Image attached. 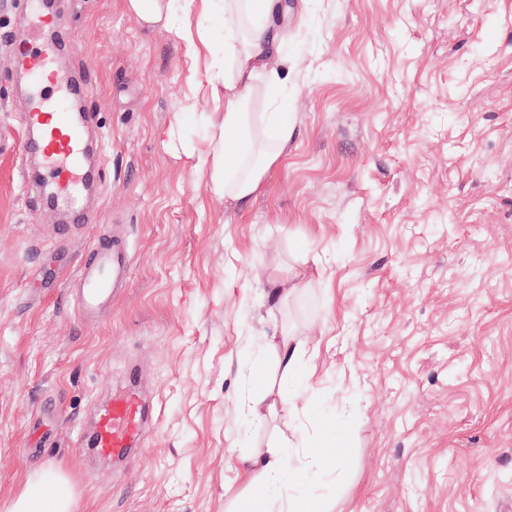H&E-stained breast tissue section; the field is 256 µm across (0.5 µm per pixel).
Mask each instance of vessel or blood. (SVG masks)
<instances>
[{
	"label": "vessel or blood",
	"instance_id": "vessel-or-blood-1",
	"mask_svg": "<svg viewBox=\"0 0 512 512\" xmlns=\"http://www.w3.org/2000/svg\"><path fill=\"white\" fill-rule=\"evenodd\" d=\"M22 18L35 31L48 29L52 18L43 0H22ZM60 42L46 39L35 47H22L18 68L31 75L32 94L23 114L25 129L35 131L36 140L24 147L36 151L42 161L44 184L56 200L79 210L81 187L90 176L85 156L89 114L77 115L67 105L72 85L57 67ZM131 258L124 239L98 240L88 260L79 269L76 302L83 317H93L112 299L114 289L130 279ZM92 446L103 458L124 459L140 446L146 426V404L136 386L113 393L96 410Z\"/></svg>",
	"mask_w": 512,
	"mask_h": 512
}]
</instances>
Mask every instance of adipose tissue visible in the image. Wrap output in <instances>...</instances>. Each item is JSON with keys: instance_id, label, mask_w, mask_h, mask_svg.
Instances as JSON below:
<instances>
[{"instance_id": "adipose-tissue-1", "label": "adipose tissue", "mask_w": 512, "mask_h": 512, "mask_svg": "<svg viewBox=\"0 0 512 512\" xmlns=\"http://www.w3.org/2000/svg\"><path fill=\"white\" fill-rule=\"evenodd\" d=\"M279 0H224V116L212 134L213 180L225 202L242 206L260 188L265 172L285 152L295 124L284 115L280 100L288 93V72L280 68L288 40L281 22ZM263 97L264 111L251 104ZM305 466L288 468L282 447L271 445L247 458L249 483L261 484L262 494L250 512H293L292 505L273 496L281 482L305 486L311 472L322 469V448L305 449ZM73 491L55 466L35 472L22 493L1 512H70Z\"/></svg>"}]
</instances>
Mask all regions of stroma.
<instances>
[{
  "mask_svg": "<svg viewBox=\"0 0 512 512\" xmlns=\"http://www.w3.org/2000/svg\"><path fill=\"white\" fill-rule=\"evenodd\" d=\"M128 0H61L64 73L86 90L98 174L80 213L47 203L24 152L28 93L0 0V505L40 466L73 512H248L243 457L344 430L346 466L295 512H512V0H310L285 56L296 126L245 207L212 180L221 41ZM121 233L131 280L79 316L76 274ZM280 289L270 299V289ZM295 412L242 403L293 380ZM136 372L150 406L123 461L87 444ZM130 9L147 23H160L179 30L170 2L164 0H128ZM279 363L289 374L299 376L301 374L302 349L294 344L291 339L284 337L279 344L274 345Z\"/></svg>",
  "mask_w": 512,
  "mask_h": 512,
  "instance_id": "obj_1",
  "label": "stroma"
}]
</instances>
